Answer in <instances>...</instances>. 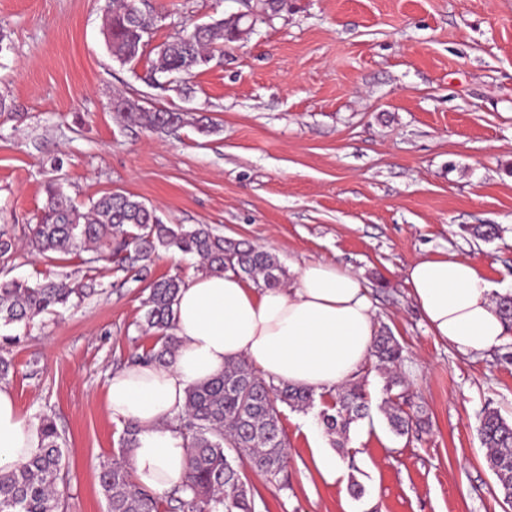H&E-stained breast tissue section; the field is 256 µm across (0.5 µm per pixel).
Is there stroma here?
I'll return each instance as SVG.
<instances>
[{
	"instance_id": "1",
	"label": "stroma",
	"mask_w": 512,
	"mask_h": 512,
	"mask_svg": "<svg viewBox=\"0 0 512 512\" xmlns=\"http://www.w3.org/2000/svg\"><path fill=\"white\" fill-rule=\"evenodd\" d=\"M107 0H0V228L23 238L49 181L79 208L132 194L167 224L275 253L288 282L309 261L340 263L367 282L378 326L404 349L399 367L423 432L393 434L374 360L357 374L370 416L326 483L315 463L319 411H282L288 485L249 472L257 512H512L477 428L484 410L512 422V333L497 350L460 353L432 336L406 284L417 259L468 260L512 291V0H287L243 24L236 42L180 87L147 81L155 48L258 0H148L155 22L141 56L116 61ZM184 113L160 133L122 122L118 97ZM215 125L199 133L192 120ZM494 224L484 241L470 228ZM10 278L94 280L96 292L9 327V388L22 414L51 416L66 438L67 512H106L99 465L119 452L106 381L150 348L147 282L200 271L159 252L142 274L18 248ZM361 495H352L351 485Z\"/></svg>"
}]
</instances>
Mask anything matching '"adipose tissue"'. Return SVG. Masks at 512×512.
<instances>
[{
	"label": "adipose tissue",
	"instance_id": "1",
	"mask_svg": "<svg viewBox=\"0 0 512 512\" xmlns=\"http://www.w3.org/2000/svg\"><path fill=\"white\" fill-rule=\"evenodd\" d=\"M406 282L429 332L460 352L495 350L511 332L490 283L466 260L418 259ZM376 331L364 279L339 264L306 263L291 288H259L229 272L192 277L175 306L173 363L133 364L107 379V412L139 429L130 453L137 485L163 495L182 484L188 447L178 418L190 385L244 358L267 377L321 393L355 377ZM41 445L37 422L0 386V469L27 462Z\"/></svg>",
	"mask_w": 512,
	"mask_h": 512
}]
</instances>
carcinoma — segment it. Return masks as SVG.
<instances>
[{
	"instance_id": "carcinoma-1",
	"label": "carcinoma",
	"mask_w": 512,
	"mask_h": 512,
	"mask_svg": "<svg viewBox=\"0 0 512 512\" xmlns=\"http://www.w3.org/2000/svg\"><path fill=\"white\" fill-rule=\"evenodd\" d=\"M141 2L112 0L106 11L108 45L112 56L123 63L140 56L154 24L152 15L140 7ZM240 31V19L229 17L204 25L194 35L165 43L157 52L151 74L190 76L204 61L213 60L215 53H224V45L237 41ZM125 104L119 114L129 125L161 132L184 123L182 112L148 111L130 98ZM24 245L49 260L89 252L91 257L82 263L115 260L123 269L150 260L160 250L179 251L200 257L208 273L231 272L260 288H277L286 276L275 253L254 246L244 248L214 233L207 224L188 228L165 224L143 201L124 193H106L82 211L56 182L47 185L38 222L29 226ZM16 246L15 237L0 230L1 263L8 262ZM183 286L177 276L147 286L142 327L155 342L150 349L134 355L131 362L160 366L172 362L176 349V338L171 333L174 306ZM95 292L94 282L74 283L66 276L35 284L1 279L0 325L30 322L57 312L74 295L80 298ZM402 352L389 333L380 330L374 336L370 356L389 370L384 384V413L397 436L421 427L420 418L404 409L405 380L392 372L401 364ZM318 400L323 404L322 424L334 438L346 437L351 426L369 414L360 382L349 383L335 394L318 395L308 388L266 378L245 360L227 365L219 377L189 386L186 410L178 419V429L189 448L188 471L185 481L174 490L176 508L180 512H256L246 469L288 486L280 406L306 411ZM137 433L135 424L125 423L119 440L121 454L135 447ZM40 434L42 448L38 455L16 468L0 471V512H65L59 486L66 482L67 472L61 434L53 418L40 417ZM478 434L503 501L512 504V424L498 411L487 409L480 418ZM99 484L107 500V512H164L173 502L137 486L126 462L118 459L101 466Z\"/></svg>"
}]
</instances>
